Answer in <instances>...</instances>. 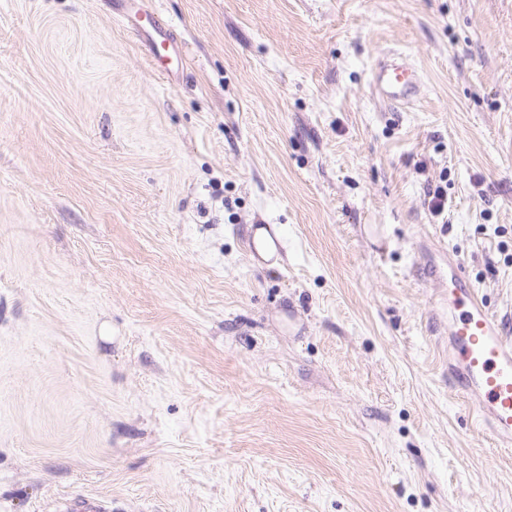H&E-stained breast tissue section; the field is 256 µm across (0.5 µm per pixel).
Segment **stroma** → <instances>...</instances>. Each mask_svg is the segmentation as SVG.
Listing matches in <instances>:
<instances>
[{
  "label": "stroma",
  "instance_id": "stroma-1",
  "mask_svg": "<svg viewBox=\"0 0 512 512\" xmlns=\"http://www.w3.org/2000/svg\"><path fill=\"white\" fill-rule=\"evenodd\" d=\"M143 2L175 76L0 0V512H512L448 383L449 261L512 327V0ZM155 31L162 38V40L160 42H152L151 51L154 55L157 70L161 74H166L171 70V68L167 63L164 62V59L159 52V48L164 49L166 52L175 56L177 59L179 58V51L176 48L175 42L171 37V31L169 30V27L166 23L157 22ZM370 84L393 110L415 103L423 95V83L418 70L398 53L379 62L370 72ZM111 501L85 497H74L68 501L66 512H112Z\"/></svg>",
  "mask_w": 512,
  "mask_h": 512
}]
</instances>
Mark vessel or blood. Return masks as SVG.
Here are the masks:
<instances>
[{"label": "vessel or blood", "mask_w": 512, "mask_h": 512, "mask_svg": "<svg viewBox=\"0 0 512 512\" xmlns=\"http://www.w3.org/2000/svg\"><path fill=\"white\" fill-rule=\"evenodd\" d=\"M152 42L156 67L168 73L164 53L177 48L166 23L156 25ZM370 84L393 110L411 105L423 95L418 70L400 54H390L370 73ZM448 344L454 389L473 400L477 423L500 446H512V335L479 298L461 263L448 265Z\"/></svg>", "instance_id": "vessel-or-blood-1"}]
</instances>
